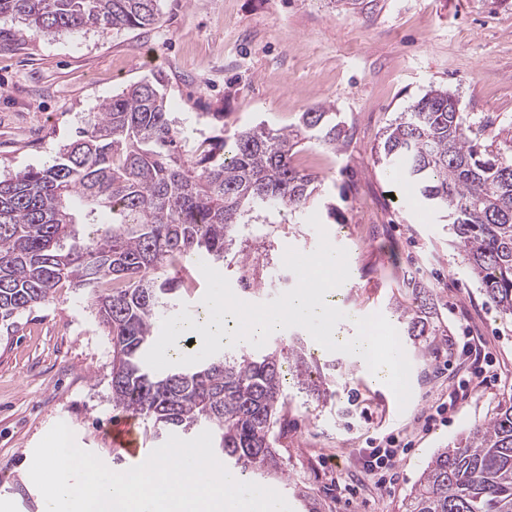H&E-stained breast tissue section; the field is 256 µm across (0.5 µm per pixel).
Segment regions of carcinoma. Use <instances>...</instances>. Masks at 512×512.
<instances>
[{
  "mask_svg": "<svg viewBox=\"0 0 512 512\" xmlns=\"http://www.w3.org/2000/svg\"><path fill=\"white\" fill-rule=\"evenodd\" d=\"M159 0H0V15L35 33L138 29ZM459 100L430 89L399 113L374 148L452 226L472 278L512 319V155L470 137ZM344 130L325 105L286 129L264 124L208 137L192 152L167 109L163 78L127 86L92 113L55 162L0 180V321L53 299L63 285L92 296L112 340V406L152 422L155 435L209 430L240 473L277 469L286 376L326 369L303 344L219 352L155 373L144 361L156 320L200 254L224 262L251 212L308 210L318 178L293 164L303 141L330 149ZM410 336H441L423 296L400 309ZM405 512H512V405L439 449Z\"/></svg>",
  "mask_w": 512,
  "mask_h": 512,
  "instance_id": "1",
  "label": "carcinoma"
}]
</instances>
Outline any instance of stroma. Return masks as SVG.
<instances>
[{"label":"stroma","mask_w":512,"mask_h":512,"mask_svg":"<svg viewBox=\"0 0 512 512\" xmlns=\"http://www.w3.org/2000/svg\"><path fill=\"white\" fill-rule=\"evenodd\" d=\"M161 73L178 126L216 136L266 123L296 124L301 112L335 107L347 138L340 150L308 143L293 157L318 176L319 204L336 207L330 240L348 252L349 279L331 291L333 306L392 322L411 364V399L399 407L362 361L317 347L305 329L271 334L267 348L303 338L330 363L328 395L288 389L277 443L279 473L257 477L287 493L292 512H405L431 456L512 403V323L482 296L445 218L415 188L377 165L385 128L432 88L453 92L471 135L498 142L512 127V0H364L357 9L333 0H160L158 21L103 33L90 26L53 35L24 32L0 16V179L53 164L89 113L145 75ZM224 115L223 122L213 113ZM504 154L512 143L498 142ZM272 259L287 248L313 252L308 222L265 225ZM429 294L435 345L407 335L395 313L411 295ZM473 336L498 384L456 393L447 420L423 431L421 415L448 398L455 369L471 363L450 349L452 336ZM112 341L86 290L59 288L52 300L0 325V503L5 512H43L29 477L33 451L66 418L77 445L113 471L132 466L106 441L115 413ZM454 392V391H453ZM410 441L391 484L365 468L372 446L389 435Z\"/></svg>","instance_id":"1"}]
</instances>
